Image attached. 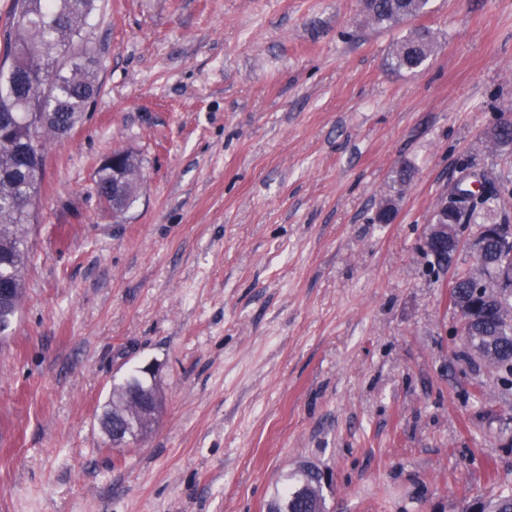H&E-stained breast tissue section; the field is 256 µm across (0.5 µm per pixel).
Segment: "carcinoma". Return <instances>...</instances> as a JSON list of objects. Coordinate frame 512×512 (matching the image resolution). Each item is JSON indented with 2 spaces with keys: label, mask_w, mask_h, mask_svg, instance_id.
Here are the masks:
<instances>
[{
  "label": "carcinoma",
  "mask_w": 512,
  "mask_h": 512,
  "mask_svg": "<svg viewBox=\"0 0 512 512\" xmlns=\"http://www.w3.org/2000/svg\"><path fill=\"white\" fill-rule=\"evenodd\" d=\"M428 0H363L364 11L378 26H387L420 15ZM95 9V0H13L12 22L3 35L0 49V288L13 289L12 297L0 299V335L7 332L24 296V272L30 261L28 224L45 170L44 152L26 154V139L31 135V118L47 114L62 115L63 123L74 128L83 119L90 101L99 91L98 60L94 50L84 44L82 31ZM437 47L434 33L415 28L394 47L389 67L415 72L433 55ZM26 69L35 79L45 73L52 79L34 95L14 83L11 69ZM459 219L474 224V217L490 208L509 192L497 185L486 193L457 189ZM99 202L112 209V168L102 167L95 181ZM464 341L475 348L484 337L495 339V370L502 385L512 388V288L503 290L498 302L484 304L480 335L461 324ZM144 388L141 375L133 372L112 384V396L101 424L109 426L112 407L122 398ZM313 481L312 471L303 464L286 476L283 489L276 492L269 506L280 512H326L324 496L310 501L304 486ZM481 512H512V493L481 500Z\"/></svg>",
  "instance_id": "carcinoma-1"
}]
</instances>
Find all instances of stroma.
I'll use <instances>...</instances> for the list:
<instances>
[{
	"instance_id": "stroma-1",
	"label": "stroma",
	"mask_w": 512,
	"mask_h": 512,
	"mask_svg": "<svg viewBox=\"0 0 512 512\" xmlns=\"http://www.w3.org/2000/svg\"><path fill=\"white\" fill-rule=\"evenodd\" d=\"M419 27L434 54L390 70ZM83 36L101 91L46 141L0 340V512H267L303 463L330 512L511 492L512 390L448 302L477 258L437 272L423 241L459 181L512 189V0L384 28L360 0H96ZM116 150L143 174L118 216L93 193ZM151 362L159 420L113 447L112 380Z\"/></svg>"
}]
</instances>
